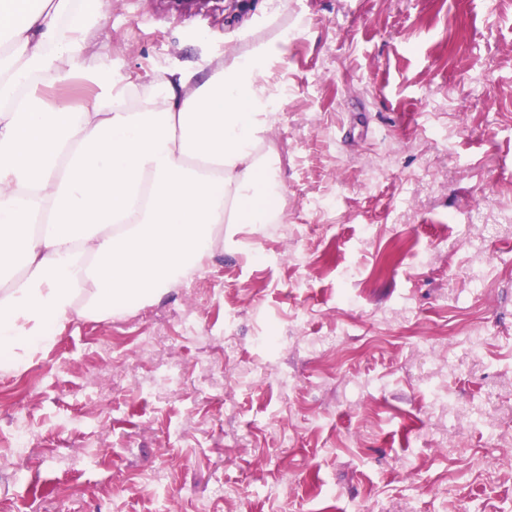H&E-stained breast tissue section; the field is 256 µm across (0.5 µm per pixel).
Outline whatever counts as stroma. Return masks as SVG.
Instances as JSON below:
<instances>
[{
    "label": "stroma",
    "instance_id": "35a3bbf8",
    "mask_svg": "<svg viewBox=\"0 0 512 512\" xmlns=\"http://www.w3.org/2000/svg\"><path fill=\"white\" fill-rule=\"evenodd\" d=\"M102 39L145 82L265 43L284 218L0 371V512H512V0H112Z\"/></svg>",
    "mask_w": 512,
    "mask_h": 512
}]
</instances>
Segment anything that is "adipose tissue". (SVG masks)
Returning <instances> with one entry per match:
<instances>
[{"label":"adipose tissue","mask_w":512,"mask_h":512,"mask_svg":"<svg viewBox=\"0 0 512 512\" xmlns=\"http://www.w3.org/2000/svg\"><path fill=\"white\" fill-rule=\"evenodd\" d=\"M112 0H0V368L204 269L225 225L278 222L266 45L150 81L88 72ZM90 74L72 105L47 91Z\"/></svg>","instance_id":"1"}]
</instances>
